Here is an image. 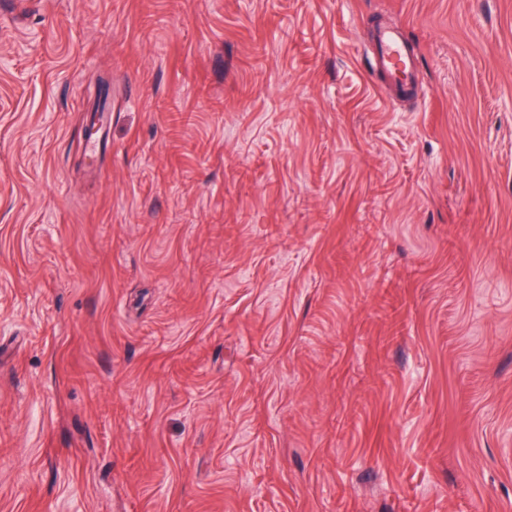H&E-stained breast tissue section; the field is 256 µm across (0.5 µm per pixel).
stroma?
Listing matches in <instances>:
<instances>
[{"instance_id": "obj_1", "label": "stroma", "mask_w": 512, "mask_h": 512, "mask_svg": "<svg viewBox=\"0 0 512 512\" xmlns=\"http://www.w3.org/2000/svg\"><path fill=\"white\" fill-rule=\"evenodd\" d=\"M0 512H512V0L0 5ZM373 41L377 53V67L391 83L404 87L415 80L417 62L413 52L394 28H383L374 32Z\"/></svg>"}]
</instances>
